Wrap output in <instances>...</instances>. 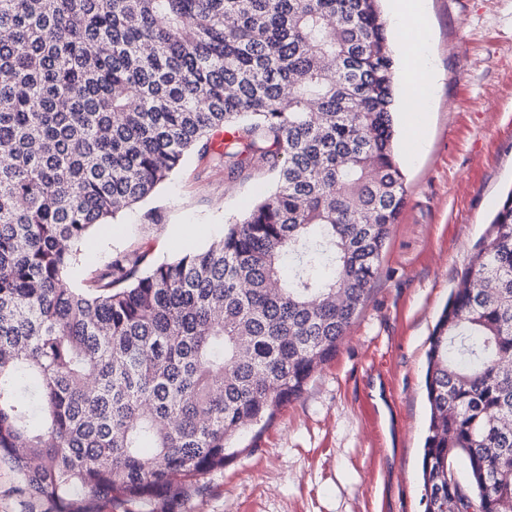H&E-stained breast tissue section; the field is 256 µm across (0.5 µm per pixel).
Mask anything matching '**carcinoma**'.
Listing matches in <instances>:
<instances>
[{"label":"carcinoma","mask_w":512,"mask_h":512,"mask_svg":"<svg viewBox=\"0 0 512 512\" xmlns=\"http://www.w3.org/2000/svg\"><path fill=\"white\" fill-rule=\"evenodd\" d=\"M395 96L379 0H0V462L22 494L167 512L301 396L406 205ZM192 152L274 189L205 249L75 287L90 230ZM510 357L512 191L429 337L425 512H512Z\"/></svg>","instance_id":"cac0c4a2"}]
</instances>
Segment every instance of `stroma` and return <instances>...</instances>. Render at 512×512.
Listing matches in <instances>:
<instances>
[{
	"label": "stroma",
	"instance_id": "35a3bbf8",
	"mask_svg": "<svg viewBox=\"0 0 512 512\" xmlns=\"http://www.w3.org/2000/svg\"><path fill=\"white\" fill-rule=\"evenodd\" d=\"M426 7L439 75L428 141L417 149L397 101L407 203L367 301L302 396L265 428L247 430L239 455L201 478V492L178 512L425 510L428 339L512 189V0H426ZM272 188L268 168L232 181L189 156L154 196L91 230L74 281L132 251L162 262L200 250ZM154 211L160 223L149 222Z\"/></svg>",
	"mask_w": 512,
	"mask_h": 512
}]
</instances>
